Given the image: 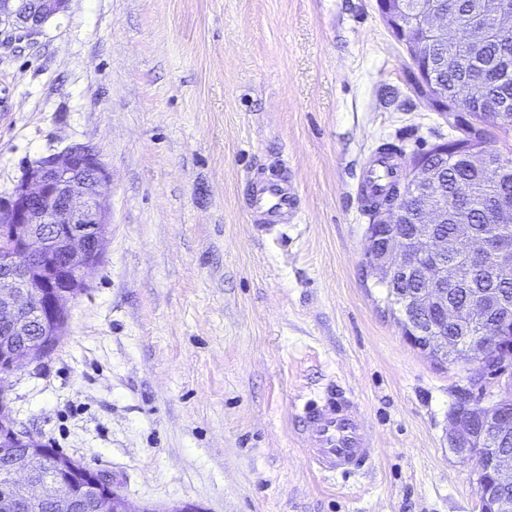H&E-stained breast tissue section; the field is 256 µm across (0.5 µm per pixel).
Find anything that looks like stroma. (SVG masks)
<instances>
[{
    "mask_svg": "<svg viewBox=\"0 0 512 512\" xmlns=\"http://www.w3.org/2000/svg\"><path fill=\"white\" fill-rule=\"evenodd\" d=\"M376 0H70L0 46V197L93 146L111 178L102 263L47 358L5 380L17 425L167 512H480L448 442L470 392L403 336L366 274L373 153L450 136ZM285 161L299 223L261 234L247 181ZM338 385L372 470L325 478L291 416Z\"/></svg>",
    "mask_w": 512,
    "mask_h": 512,
    "instance_id": "obj_1",
    "label": "stroma"
}]
</instances>
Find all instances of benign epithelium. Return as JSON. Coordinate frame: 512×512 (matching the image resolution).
<instances>
[{
	"instance_id": "obj_1",
	"label": "benign epithelium",
	"mask_w": 512,
	"mask_h": 512,
	"mask_svg": "<svg viewBox=\"0 0 512 512\" xmlns=\"http://www.w3.org/2000/svg\"><path fill=\"white\" fill-rule=\"evenodd\" d=\"M68 0H0V36L23 30L39 33L42 26L64 10ZM377 0L385 24L403 41L411 64H416L426 40H482L484 31L474 26L464 33L454 29L450 8L433 0ZM422 96L450 125L464 132L454 141H439L431 152L402 157V180L393 200L378 206L374 223L367 225L363 243V264L378 281L394 283L410 275L427 274L422 292V319L435 332V342L444 341L448 325H473L478 331L465 334L470 381L484 387L494 380L497 398L486 403L469 400L457 404L449 416L448 440L454 453L475 462L476 482L482 512H502L503 497L494 487H512V454L502 453L490 462L469 447L474 439L472 415L484 425L482 439L496 445L512 436V414L503 404L512 398V303L497 296L474 300L468 309L448 304V287L459 280L461 270L480 272L488 268L502 274L512 268V240L489 233H468L457 238L436 231L443 221L446 205L436 202L435 159L466 157L501 175L512 171V148L503 151L475 132L495 127L512 131V117L493 110L489 117L465 112L448 103L428 68L416 71ZM110 173L99 153L90 145L74 143L59 153L43 156L27 169L24 178L7 199H0V335L22 340L21 346L0 352V374L9 375L23 363L41 360L49 352V341L66 321L68 304L87 288L86 275L104 257L111 226L110 207L100 186ZM424 200V218L407 236L401 220L411 199ZM496 224L512 223V201L499 202L491 214ZM6 387L0 380V445L22 446L32 455L50 454L62 472H78L86 483V493L103 512H145L130 508L112 475L90 469L61 451L52 450L38 436L20 429L11 418L6 403ZM490 473L493 486H485ZM6 485L19 506L25 508L43 500L49 480L37 477L25 466H14L4 474ZM82 503L64 489L52 500L51 512H79Z\"/></svg>"
}]
</instances>
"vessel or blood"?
Here are the masks:
<instances>
[{"label": "vessel or blood", "instance_id": "obj_1", "mask_svg": "<svg viewBox=\"0 0 512 512\" xmlns=\"http://www.w3.org/2000/svg\"><path fill=\"white\" fill-rule=\"evenodd\" d=\"M393 172L391 157L379 155L365 171L363 183L370 189L383 187ZM249 206L256 226L271 232L296 223L298 192L290 180L257 173L251 182ZM295 418L296 432L316 472L328 477H350L370 471L377 450L366 418L339 386H329L321 395L307 399Z\"/></svg>", "mask_w": 512, "mask_h": 512}]
</instances>
